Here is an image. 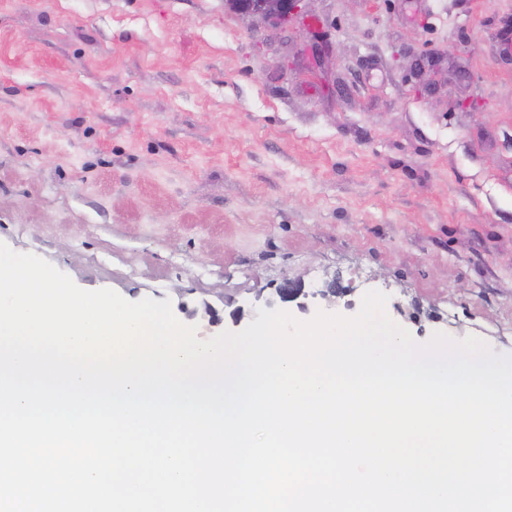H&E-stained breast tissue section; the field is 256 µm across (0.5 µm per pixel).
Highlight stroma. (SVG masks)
<instances>
[{
	"instance_id": "stroma-1",
	"label": "stroma",
	"mask_w": 512,
	"mask_h": 512,
	"mask_svg": "<svg viewBox=\"0 0 512 512\" xmlns=\"http://www.w3.org/2000/svg\"><path fill=\"white\" fill-rule=\"evenodd\" d=\"M0 242L208 339L378 290L512 355V0H0ZM300 2L301 0H252L250 8L238 14L268 23L297 11Z\"/></svg>"
}]
</instances>
